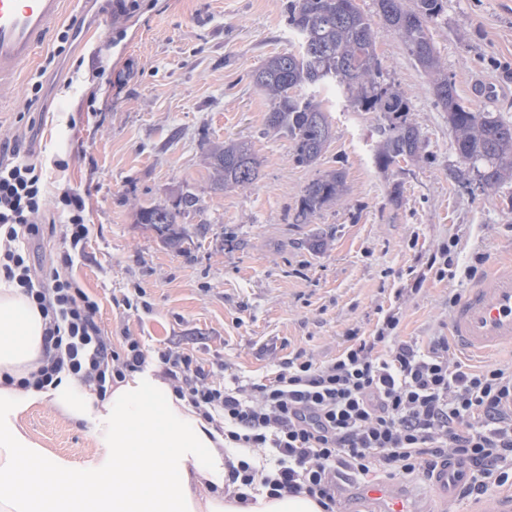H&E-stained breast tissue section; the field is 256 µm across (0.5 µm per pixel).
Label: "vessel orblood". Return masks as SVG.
<instances>
[{"label":"vessel or blood","instance_id":"1","mask_svg":"<svg viewBox=\"0 0 512 512\" xmlns=\"http://www.w3.org/2000/svg\"><path fill=\"white\" fill-rule=\"evenodd\" d=\"M64 0H0V97L10 93L21 67L59 23ZM450 330L456 345L472 356L512 346V260L499 262L453 308ZM467 464L451 460L431 472L429 486L442 502L454 501L467 482ZM364 499L384 512H411L401 487L377 483L362 489Z\"/></svg>","mask_w":512,"mask_h":512}]
</instances>
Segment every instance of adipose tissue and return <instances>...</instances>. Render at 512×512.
<instances>
[{"mask_svg":"<svg viewBox=\"0 0 512 512\" xmlns=\"http://www.w3.org/2000/svg\"><path fill=\"white\" fill-rule=\"evenodd\" d=\"M43 329L21 289L0 281V512H322L304 494L260 492L245 503L225 491L223 434L171 393L160 367L128 374L102 399L70 378L49 390L16 387L41 364ZM47 399L90 426L111 481L49 457L18 426L20 413Z\"/></svg>","mask_w":512,"mask_h":512,"instance_id":"adipose-tissue-1","label":"adipose tissue"}]
</instances>
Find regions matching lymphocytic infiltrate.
<instances>
[{
    "label": "lymphocytic infiltrate",
    "mask_w": 512,
    "mask_h": 512,
    "mask_svg": "<svg viewBox=\"0 0 512 512\" xmlns=\"http://www.w3.org/2000/svg\"><path fill=\"white\" fill-rule=\"evenodd\" d=\"M0 143V274L21 288L45 320V358L21 388L58 386L63 374L106 397L113 382L141 369L149 351L140 337L114 349L97 321L98 303L66 270L42 273L17 248L45 223L42 166L8 159ZM60 238L82 250L89 227L79 196L63 192ZM400 319L387 312L373 336L355 339L333 361L301 352L268 382L218 386L211 371L178 346L158 351L175 397L209 423L223 421L231 448L274 449L275 469L262 485L269 496L307 494L323 512H336L341 483L383 470L423 475L439 460L472 466L467 495L512 485V370L465 369L447 337L428 346L399 339Z\"/></svg>",
    "instance_id": "f902f5d3"
}]
</instances>
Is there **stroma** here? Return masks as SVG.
<instances>
[{"label":"stroma","mask_w":512,"mask_h":512,"mask_svg":"<svg viewBox=\"0 0 512 512\" xmlns=\"http://www.w3.org/2000/svg\"><path fill=\"white\" fill-rule=\"evenodd\" d=\"M65 2L60 29L0 101V134L41 162L48 214L58 212L62 191L81 196L90 234L69 273L97 301L114 347L128 334L153 351L180 345L220 385L228 373L271 377L301 350L332 361L391 308L398 336L424 346L449 335V300L474 285L464 270L475 256L484 258L483 274L512 258V185L487 193L473 172L452 178L462 163L448 115L374 0L358 4L377 34L383 74L409 98L406 119L423 141L420 159L385 170L374 157L376 115L355 111L339 90L323 93L334 138L315 165L294 164L287 139L267 130L270 101L251 74L297 48L288 0H136L130 14L110 12L83 32L78 0ZM63 30L69 48L60 54ZM431 35L461 100L512 121V0H445ZM36 75L42 90L33 103ZM236 138L251 142L258 178L214 190L201 145ZM339 167L344 194L295 223L304 187ZM186 190L198 205L181 219L189 233L181 245L137 223L139 207ZM444 245L454 276L415 285L414 272ZM19 423L53 456L88 473L99 467L103 451L89 427L52 403ZM403 485L419 512H479L483 504H440L421 476Z\"/></svg>","instance_id":"35a3bbf8"}]
</instances>
